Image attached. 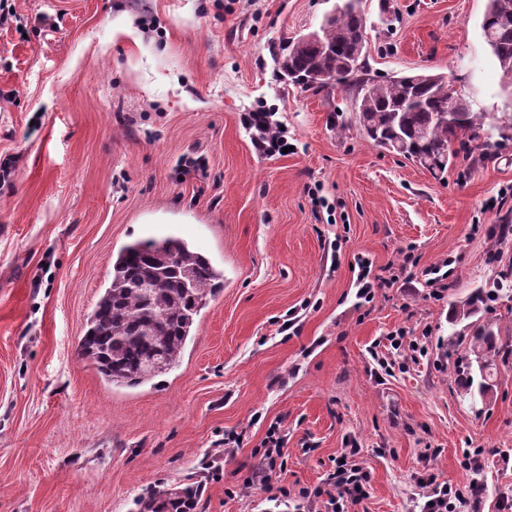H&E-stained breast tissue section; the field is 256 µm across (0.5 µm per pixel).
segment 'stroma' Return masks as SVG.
Wrapping results in <instances>:
<instances>
[{
    "mask_svg": "<svg viewBox=\"0 0 512 512\" xmlns=\"http://www.w3.org/2000/svg\"><path fill=\"white\" fill-rule=\"evenodd\" d=\"M336 0H7L0 25V512H139L155 491L206 483V512H266L230 498L269 424L288 429L286 485H323L357 440L371 472L358 512H418L414 474L467 489L476 512L512 505V356L490 404L460 396L453 304L512 270V142L445 179L383 152L342 90L312 94L277 59ZM486 0H363L368 63L442 72L472 111L512 112L481 31ZM287 127L288 153L252 143L246 113ZM349 121L337 133L334 112ZM200 159V168L186 159ZM319 186L332 210L314 207ZM177 234L224 272L180 365L113 388L77 355L127 242ZM412 256L448 270L422 288L362 293ZM400 328L427 331L419 364L379 370ZM245 431L207 478L218 439Z\"/></svg>",
    "mask_w": 512,
    "mask_h": 512,
    "instance_id": "35a3bbf8",
    "label": "stroma"
}]
</instances>
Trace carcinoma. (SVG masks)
Segmentation results:
<instances>
[{
	"instance_id": "1",
	"label": "carcinoma",
	"mask_w": 512,
	"mask_h": 512,
	"mask_svg": "<svg viewBox=\"0 0 512 512\" xmlns=\"http://www.w3.org/2000/svg\"><path fill=\"white\" fill-rule=\"evenodd\" d=\"M362 0H341L332 17L321 22L320 50L296 39L278 59L293 84L316 91L338 86L352 94L355 122L375 147L420 165L434 177L448 172L458 157L451 146L479 138L485 115L473 112L454 94L455 112L448 114V84L411 86L408 76L381 80L367 73L366 19ZM481 29L501 70L503 89L512 94V2L488 0ZM492 128L512 141V112L491 117ZM224 273L211 260L176 235L135 240L112 260L109 284L86 320L79 355L99 376L117 388H134L166 375L182 361L187 340L197 329L208 301L222 288ZM511 288H478L453 305V332L465 346L466 377L461 395L486 403L496 387L499 362L509 344L493 321H472L480 308Z\"/></svg>"
}]
</instances>
